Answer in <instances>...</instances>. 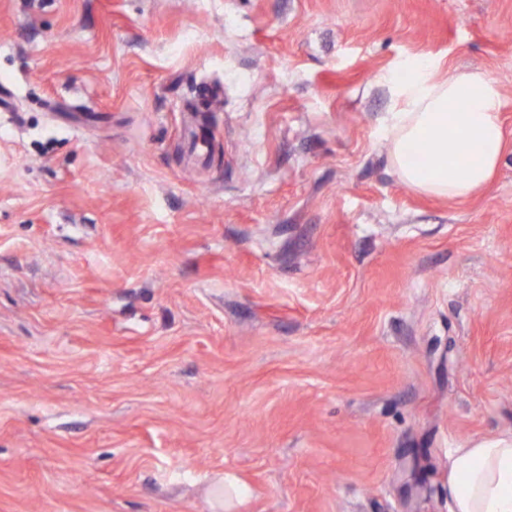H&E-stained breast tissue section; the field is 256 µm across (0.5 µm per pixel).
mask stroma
I'll use <instances>...</instances> for the list:
<instances>
[{
    "mask_svg": "<svg viewBox=\"0 0 512 512\" xmlns=\"http://www.w3.org/2000/svg\"><path fill=\"white\" fill-rule=\"evenodd\" d=\"M416 59L500 86L466 200L390 163ZM511 438L512 0H0V512H452Z\"/></svg>",
    "mask_w": 512,
    "mask_h": 512,
    "instance_id": "obj_1",
    "label": "stroma"
}]
</instances>
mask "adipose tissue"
Here are the masks:
<instances>
[{
    "label": "adipose tissue",
    "mask_w": 512,
    "mask_h": 512,
    "mask_svg": "<svg viewBox=\"0 0 512 512\" xmlns=\"http://www.w3.org/2000/svg\"><path fill=\"white\" fill-rule=\"evenodd\" d=\"M386 85L393 107L383 136L402 181L451 200L484 189L505 149L496 81L479 68L441 79L433 63L418 60ZM448 499L453 512H512V440L454 449Z\"/></svg>",
    "instance_id": "adipose-tissue-1"
}]
</instances>
